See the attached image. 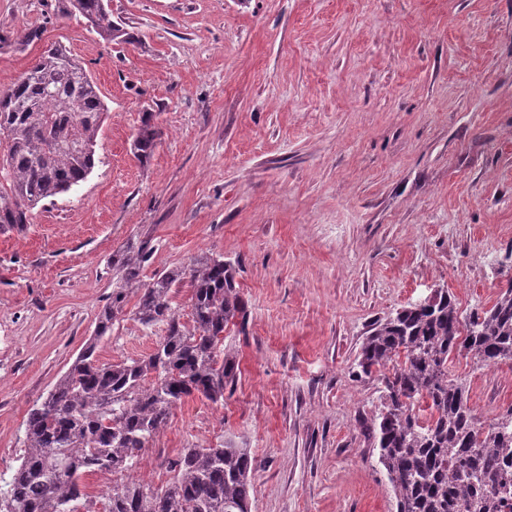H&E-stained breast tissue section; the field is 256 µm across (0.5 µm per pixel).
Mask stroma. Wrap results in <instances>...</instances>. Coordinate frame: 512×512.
<instances>
[{
  "label": "stroma",
  "mask_w": 512,
  "mask_h": 512,
  "mask_svg": "<svg viewBox=\"0 0 512 512\" xmlns=\"http://www.w3.org/2000/svg\"><path fill=\"white\" fill-rule=\"evenodd\" d=\"M55 4L0 0V86L58 42L107 112L88 177L0 231V476L135 237L152 246L146 279L223 255L248 310L224 332L232 393L173 408L137 481L164 485L180 449L231 441L255 463L251 512H395L363 427L380 386L354 371L375 321L437 288L467 314L512 281V0H109L121 43ZM138 299L100 361L164 336ZM449 368L481 420L512 406V366ZM157 136L158 130L152 124V115H146L133 142L134 154L141 162L150 158Z\"/></svg>",
  "instance_id": "stroma-1"
}]
</instances>
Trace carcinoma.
I'll list each match as a JSON object with an SVG mask.
<instances>
[{"instance_id": "obj_1", "label": "carcinoma", "mask_w": 512, "mask_h": 512, "mask_svg": "<svg viewBox=\"0 0 512 512\" xmlns=\"http://www.w3.org/2000/svg\"><path fill=\"white\" fill-rule=\"evenodd\" d=\"M107 42L128 40L105 0H58ZM104 105L86 67L55 44L11 84L0 87V230L30 223L40 202L78 186L96 164ZM158 130L152 116L133 142L148 160ZM152 248L130 239L112 254V300L92 336L24 422V453L0 478V512H92L83 479L109 472L104 512H250L254 460L230 445L183 448L166 464L173 473L153 487L130 471L171 411L192 395L224 404L238 376L224 353V329L246 321L247 305L224 256L203 254L183 268L141 271ZM189 283L192 325L172 307L174 289ZM139 292L137 316L166 325L153 351L112 364L96 357L98 341ZM484 368L512 364V278L494 303L461 316L448 291L437 288L372 325L361 346L360 373L383 385L381 410L370 422L379 463L392 485L396 512H512V407L488 422L475 414L452 355Z\"/></svg>"}]
</instances>
